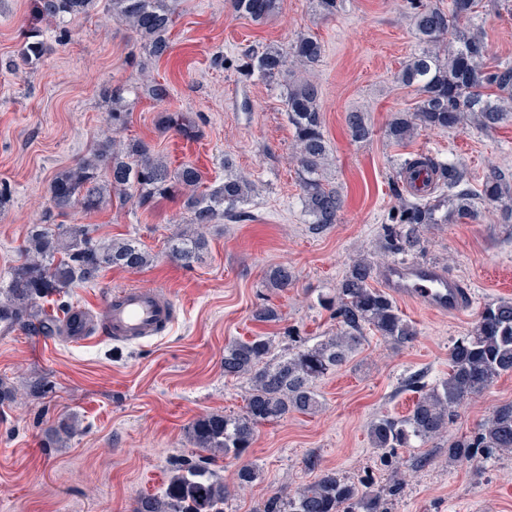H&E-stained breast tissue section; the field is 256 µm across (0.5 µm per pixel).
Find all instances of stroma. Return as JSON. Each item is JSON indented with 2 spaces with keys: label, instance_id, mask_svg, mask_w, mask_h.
Returning <instances> with one entry per match:
<instances>
[{
  "label": "stroma",
  "instance_id": "35a3bbf8",
  "mask_svg": "<svg viewBox=\"0 0 512 512\" xmlns=\"http://www.w3.org/2000/svg\"><path fill=\"white\" fill-rule=\"evenodd\" d=\"M474 23L490 58L512 62V0L480 8ZM67 28V41L58 42L56 22L38 17L35 0H0V189L9 194L0 208V279L41 220L53 176L106 131L101 88L127 82L140 68L169 96L157 102L132 93L121 140H145L171 165H196L208 184L232 169L254 190L242 217L206 228L208 248L188 267L169 253L170 237L187 222L179 200L141 208L115 198L97 212L77 207L61 216L64 224L94 225L102 240L138 239L152 262L104 270L96 283L44 302L46 311L65 322L75 311L94 310L107 290L152 287L170 296L175 319L158 337L132 343L93 333L82 341L66 332L0 333V383L14 394L0 403V512H133L140 496L165 489L175 462L196 455L187 437L195 419L243 411L248 382L225 377L226 344L268 336L281 355L298 342L317 343L337 328L320 300L348 267L362 257L394 262L383 231L399 204L394 185L404 160L457 159L474 188L494 168L512 176V117L490 131L471 124L422 131L403 145L387 137L394 114L413 111L418 101L397 74L421 49L410 15L392 0H339L330 17L314 0H281L261 24L234 14L226 0H178L170 51L159 59L113 20L106 0ZM34 30L49 50L29 68L19 65L17 52ZM301 33L322 43L318 65L288 64L274 82L240 75L246 49H285ZM295 79L320 89L330 146L324 175L343 199L337 222L318 231L302 205L284 106L283 91ZM162 112L189 114L201 137L188 141L163 129ZM351 112L364 116L368 139H351ZM504 211L500 203L482 205L476 218L423 232L414 260L442 266L469 288L472 305L440 315L398 300L417 340L395 348L366 331L350 360L317 382L318 411L260 425L245 459L259 465L261 477L230 497L224 512H256L272 493L296 490L326 470L384 491L391 512H512V453L485 460L450 451L496 407L512 403V373L461 406L440 438L398 449L389 465L381 464L369 433L376 418L408 415L424 389L447 378L451 346L485 304L512 299V223L503 222ZM279 265L294 274L282 291L265 285ZM267 304L279 322L253 319ZM37 380L49 386L44 395L29 391ZM67 416L78 432L63 443L52 427Z\"/></svg>",
  "mask_w": 512,
  "mask_h": 512
}]
</instances>
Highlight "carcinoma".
I'll return each mask as SVG.
<instances>
[{
	"mask_svg": "<svg viewBox=\"0 0 512 512\" xmlns=\"http://www.w3.org/2000/svg\"><path fill=\"white\" fill-rule=\"evenodd\" d=\"M97 0H37L39 13L62 23L85 16ZM112 19L124 24L137 36L150 55L162 57L169 48L168 34L173 26L177 0H107ZM413 10L414 34L422 45L419 54L407 60L398 80L416 88L420 100L414 112L401 113L389 123L387 136L405 143L422 129H454L464 117L484 130L496 128L512 112V65L490 62L482 32L472 21L482 0H451L448 9L421 0H403ZM280 0H230L232 10L256 23L272 17ZM48 46L36 32L30 33L19 50L22 64L32 65L47 53ZM289 54L305 67L317 65L322 44L309 34H300L290 45ZM287 57L280 49L267 47L243 54L241 71L264 79L282 75ZM125 86L105 87L103 98L109 104L108 124L112 134L95 140L86 157L59 171L49 185L48 206L41 223L34 224L19 251L18 259L0 285V321L4 329L19 328L45 337L60 331L58 318L41 307V302L65 295L78 283H91L99 274L117 267L138 270L151 256L135 239L102 243L90 224H56L55 218L75 206L86 212L99 208L112 192L141 207L158 198L176 197L189 214V229L172 237L173 258L188 265L206 247L204 229L232 212L251 193V183L229 173L213 188H202L203 178L192 164L171 168L144 140L128 142L117 134L128 123L130 108ZM285 105L293 129L296 159L304 212L312 229L318 231L336 223L342 208L339 192L325 183L322 170L328 158L319 106V90L306 80L286 86ZM351 136L365 140L370 129L358 112L346 118ZM163 128L187 139L197 137L196 121L183 112H167L160 117ZM403 171L414 176L422 171L435 176V185L425 195L409 201L400 198L398 225L385 235L386 248L394 253H411L421 245L422 233L432 224H446L454 216H471L478 203H494L512 198V181L494 170L479 190L465 183L463 165L454 160L420 157L404 164ZM448 189L453 207L436 195ZM374 263L361 258L353 262L336 286L326 307L338 324L335 334L313 345L302 344L275 357L268 336L231 342L224 347V376L249 381L243 413L209 414L197 418L189 428V439L202 455L185 459L172 468L161 494L144 495L133 512H224L230 495L224 478L209 468L219 457L239 459L252 447L257 428L277 421L292 411L312 413L320 407L315 390L317 380L345 364L364 340V330L372 329L391 344L403 347L413 343L416 326L399 310L394 299L372 286ZM293 283L286 266L271 269L266 278L269 288L285 289ZM448 377L418 399L405 417L382 416L370 429L374 448L383 462L398 448L423 447L440 437L456 409L480 394L501 375L512 373V300L486 304L477 314L468 333L457 339L448 355ZM454 455L492 458L512 451V403L497 407L473 436L456 441ZM260 475L253 462L236 472V485L245 488ZM255 512H389L380 493L360 491L355 483L334 471L322 472L317 480L294 492L273 493Z\"/></svg>",
	"mask_w": 512,
	"mask_h": 512,
	"instance_id": "1",
	"label": "carcinoma"
}]
</instances>
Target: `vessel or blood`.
<instances>
[{"label":"vessel or blood","mask_w":512,"mask_h":512,"mask_svg":"<svg viewBox=\"0 0 512 512\" xmlns=\"http://www.w3.org/2000/svg\"><path fill=\"white\" fill-rule=\"evenodd\" d=\"M378 277L397 297L416 301L438 313L458 314L469 305L466 289L434 264L393 262L381 268ZM95 314L112 340L134 342L166 330L174 320V307L154 288L113 289L102 297L95 313H74L71 331L76 338H83Z\"/></svg>","instance_id":"vessel-or-blood-1"}]
</instances>
